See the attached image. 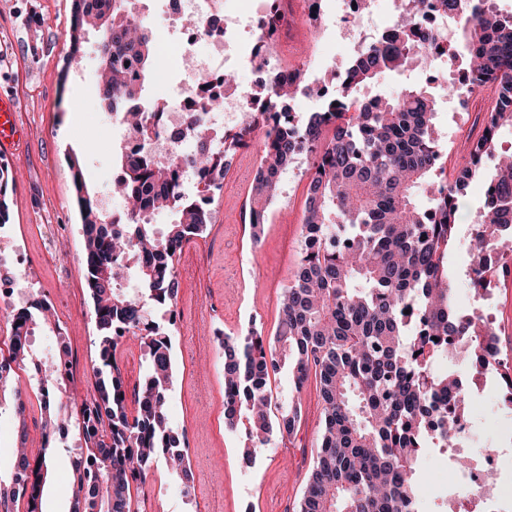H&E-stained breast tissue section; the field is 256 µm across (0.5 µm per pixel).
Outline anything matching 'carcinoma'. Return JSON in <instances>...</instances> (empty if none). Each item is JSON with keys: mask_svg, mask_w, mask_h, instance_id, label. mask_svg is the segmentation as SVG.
Wrapping results in <instances>:
<instances>
[{"mask_svg": "<svg viewBox=\"0 0 512 512\" xmlns=\"http://www.w3.org/2000/svg\"><path fill=\"white\" fill-rule=\"evenodd\" d=\"M457 18L461 40L448 41V64L457 73L461 106L471 87H491L494 106L484 114L482 133L469 147L468 160L448 178L436 135L437 100L428 85H407L392 98L365 99L360 89L385 71L404 72L418 62L428 68L426 50L434 34L420 3ZM124 0H72L79 24L70 28L73 51L86 36L98 34L100 101L120 112L125 125L149 140L156 136L141 108L144 84L155 73V44L149 28L125 12ZM401 21L385 36L363 47L344 76L330 82L337 92L322 96V106L304 121L290 112L267 111L299 90L311 89L305 72L273 80L261 92L259 108L242 113L234 132L214 131L199 121L191 164L202 189L184 191L180 166L121 157L118 181L130 206L126 226L107 232L94 193L83 180L80 159L67 156L73 170L75 202L83 229L86 290L98 330L93 391L77 414L79 453L45 443L37 456L14 455L13 470L0 478V512H41L48 475L65 466L75 475L72 512H135L133 492L163 458L180 462L178 475L190 478L184 449L168 417V392L174 362L170 336L153 315L177 298L176 262L183 245L205 236L212 221L207 208L223 187L225 159L255 129L263 128L262 155L249 199L252 238L264 225L256 219L275 196L276 175L300 153L312 157L304 209L301 261L284 287L282 320L275 336L258 330L224 337V418L229 427L247 422L244 459L267 446L273 435L291 437L300 422L294 398L268 412L271 376L288 366L295 391L315 377L322 406V434L296 512H418L419 449L440 448L467 415L469 396L456 371L435 374L434 362L457 356L472 369L491 333L478 328L472 314L458 310L455 285L448 280V247L457 232L461 199L486 162L499 157L498 130L512 125V13L493 0H405ZM9 172L0 165V225L8 222L4 199ZM448 182L447 194L433 212L419 203L417 191ZM485 187L491 197L477 212L471 232L489 244L512 234V164H497ZM167 207L175 220L157 228L145 216ZM139 288L116 287L120 264L135 255ZM48 305L33 300L18 308L8 336L0 342V405L17 372L34 359L30 337L52 326ZM132 334L145 355L141 382L128 391L115 352ZM44 381L67 383L58 363L45 359ZM441 416L438 430L429 418Z\"/></svg>", "mask_w": 512, "mask_h": 512, "instance_id": "1", "label": "carcinoma"}]
</instances>
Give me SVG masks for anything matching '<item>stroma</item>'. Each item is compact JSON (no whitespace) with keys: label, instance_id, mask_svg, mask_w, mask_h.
<instances>
[{"label":"stroma","instance_id":"35a3bbf8","mask_svg":"<svg viewBox=\"0 0 512 512\" xmlns=\"http://www.w3.org/2000/svg\"><path fill=\"white\" fill-rule=\"evenodd\" d=\"M70 9L71 0H0V93L18 101L28 131L20 152L6 161L13 175L6 195L9 222L14 233L24 235L25 250L36 261L25 285L33 297L55 301L53 320L70 338L79 369L65 395L73 413L93 389L97 331L83 267L73 259L82 249V231L65 154L78 155L85 181L104 214L122 203L112 195V169L119 164L120 150L113 145L112 116L100 103L97 38L88 36L82 53L67 60ZM431 91L443 102L436 124L452 175L462 160L460 134L478 135L476 117L489 104L483 100L460 106L449 86L436 84ZM255 163V154L236 153L223 190L213 198L207 236L194 240L176 263L180 326L169 331L175 372L168 410L173 426L192 433L188 453L194 464L193 484L184 490L165 461H157L142 491L152 500V512H295L316 457L322 422L315 380L296 393L302 414L294 444L285 447L272 438L268 447L246 461L241 454L244 428L229 429L224 420V361L209 350L211 331L218 325L230 336L251 325L273 335L281 319L283 288L300 259L309 173L301 171L276 223L266 225L256 243L245 219ZM471 264L467 244L456 242L448 251L449 275L463 285ZM492 295L491 303H484L463 285L458 304L468 313L482 308L485 327L493 330L503 352L512 353L511 272L501 270ZM498 384L491 370L471 386V459H482L489 448L512 451V409L502 411L494 433L479 424L493 408ZM20 428L26 434L22 440L16 437ZM42 441L38 403L29 404L21 426L10 410L0 411L1 472L7 471L15 448L36 454ZM420 466L423 512H442L443 500L453 494L452 480L443 476L442 464L432 457H424Z\"/></svg>","mask_w":512,"mask_h":512}]
</instances>
